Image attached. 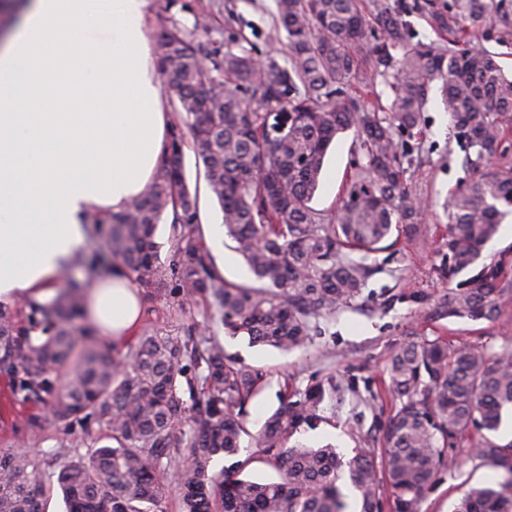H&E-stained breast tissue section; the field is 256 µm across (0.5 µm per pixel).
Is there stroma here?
<instances>
[{
    "label": "stroma",
    "mask_w": 512,
    "mask_h": 512,
    "mask_svg": "<svg viewBox=\"0 0 512 512\" xmlns=\"http://www.w3.org/2000/svg\"><path fill=\"white\" fill-rule=\"evenodd\" d=\"M275 0H151V35L171 23L192 28L195 14L209 12L212 26L221 35H242L258 55L283 58L287 37L276 29ZM417 140L419 153L406 172L410 189L422 201L417 218L416 241L400 240L390 250L369 258L371 274L360 297L340 306L336 312L313 319L314 331L308 344L291 352L250 345L243 336L221 335L228 355L263 369L268 381L247 405L249 434L242 439L250 447L251 434L279 406L287 392L305 390L315 379L335 375L340 394L325 399L321 419L315 428L299 429L291 444L317 448L335 446L342 460H350L357 449L382 450L380 429L392 414L395 401L387 390L385 367L390 357L412 341L441 338L453 344L497 348L512 341V306L495 322L430 315L429 309L448 289L437 267V253L448 233L446 200L465 188L477 176L464 162V154L449 127L448 114L438 90H430L422 131ZM358 141L354 130L338 134L324 164L321 185L312 205L322 213L336 209L343 185L350 174ZM143 320L139 335L184 333L203 323L209 313L205 301L178 306L168 292L141 289ZM47 413L46 405L14 400L7 379L0 377V448H18L44 461L49 512H64L57 488L58 466L52 452L59 443L74 442L75 455L87 452L76 433L56 426L32 428L29 420ZM445 458L454 460L452 469H441L426 489L421 512H452L470 486L503 481V470L476 466L461 447L445 448Z\"/></svg>",
    "instance_id": "stroma-1"
}]
</instances>
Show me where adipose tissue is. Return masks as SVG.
<instances>
[{"instance_id":"1","label":"adipose tissue","mask_w":512,"mask_h":512,"mask_svg":"<svg viewBox=\"0 0 512 512\" xmlns=\"http://www.w3.org/2000/svg\"><path fill=\"white\" fill-rule=\"evenodd\" d=\"M0 41V303L54 300L93 234L85 218L146 192L172 121L152 55L149 0H20ZM87 325L115 343L141 308L111 274L84 291Z\"/></svg>"}]
</instances>
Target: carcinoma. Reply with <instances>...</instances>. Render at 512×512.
<instances>
[{
    "label": "carcinoma",
    "mask_w": 512,
    "mask_h": 512,
    "mask_svg": "<svg viewBox=\"0 0 512 512\" xmlns=\"http://www.w3.org/2000/svg\"><path fill=\"white\" fill-rule=\"evenodd\" d=\"M275 24L287 34L288 65L273 57L257 66L252 51L202 42L208 19L194 31L164 27L157 38L158 67L176 109L191 119L172 126L152 184L126 210L92 215L93 248L82 266L105 263L131 281L164 289L179 305L210 301V320L224 333L282 351L302 347L310 318L328 315L362 294L368 256L393 234L413 240L418 198L406 184L410 141L421 133L427 90L439 85L441 101L465 161L478 178L448 205V238L441 244V271L448 293L432 309L441 317L493 322L512 301L508 260L480 263L483 247L512 213V163L502 142L512 128V73L482 47H461L467 34L501 17L502 0H452L431 13L433 30L446 45L414 39L407 23L380 0L367 14L362 0H275ZM390 88L383 108L370 101L375 82ZM359 88L350 95L352 81ZM286 109L287 129H268L266 113ZM354 129L358 157L338 211L311 206L327 151L336 136ZM191 135L211 194L223 213L226 234L254 277L229 283L203 244L197 192L185 173L186 135ZM170 220V259L159 260L155 235ZM472 277L455 281L465 270ZM56 303L25 305L15 319L0 307V375L13 396L48 405L45 423L93 426L87 457L71 449L53 452L57 484L68 512H153L169 493L162 460L175 469L180 512H346L337 482L336 449L290 448L289 439L320 420L325 397L339 391L326 376L285 398L255 436L277 481L242 476L252 458L218 471L219 456H235L245 428L246 406L261 390L265 373L230 357L210 327L186 334L149 335L124 361L104 352L83 355L71 377L70 361L82 316L83 285L72 275ZM46 338L36 343L30 329ZM399 406L382 427L383 470L374 449L348 463L360 512H380L389 488L395 512H419L435 480L448 442H463L470 429L495 432L512 409V348H474L438 339L410 342L387 366ZM184 422L188 430L177 425ZM478 465L512 474V442L481 436L469 445ZM43 461L21 449L0 450V512H45ZM455 512H512V478L469 487Z\"/></svg>",
    "instance_id": "cac0c4a2"
}]
</instances>
